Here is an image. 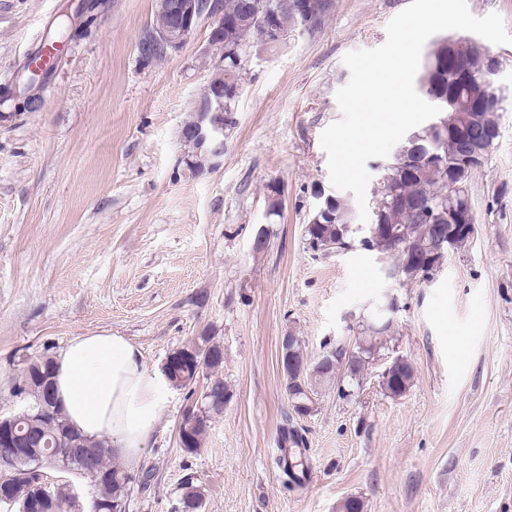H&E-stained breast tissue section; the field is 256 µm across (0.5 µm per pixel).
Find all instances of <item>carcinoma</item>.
Instances as JSON below:
<instances>
[{"label":"carcinoma","mask_w":512,"mask_h":512,"mask_svg":"<svg viewBox=\"0 0 512 512\" xmlns=\"http://www.w3.org/2000/svg\"><path fill=\"white\" fill-rule=\"evenodd\" d=\"M224 7V72L215 71V79L224 81V126L232 127L236 123L235 112L239 97L244 91L246 67L239 60L244 50L250 46L258 47L255 40L262 34V22L265 16L272 17L276 26L286 33L303 28V24L291 12L288 0H222ZM489 50L476 42H469L462 36H448L438 41L428 52V64L420 65L417 81L425 82L429 91L448 99L473 101L476 94L483 93L484 106L496 105L484 72ZM472 105L460 109L448 106V109L436 118L441 128L425 126L413 132L416 139L405 140L402 152L391 157L385 170L386 182L374 188L373 209L379 210V223L387 230L379 232L371 241L368 250L393 261V274L406 282L423 280L440 268L448 251L466 246L470 237L462 234L452 240L438 237L437 226L448 224V212L456 203L467 199L456 198L455 180L452 170L469 165L467 176L482 166V163L465 162L470 147L482 143L485 128L475 124L467 130V141L459 139L457 132L466 121ZM332 217L327 218L318 210H313L305 224V236L317 238L332 252L350 241L347 227L352 225L354 209L351 203L339 195L330 196ZM379 315L375 314L362 326L361 338L353 351L357 359L345 364L342 358L347 351L344 345L331 349L337 362L336 369L325 371L318 362H307L303 384L308 392L303 398L315 407L319 391L329 385H336L339 394H344L343 383L346 380L357 382L365 367L372 360V353L383 348L385 337L393 332V327L376 329ZM177 368L164 369L171 385L187 391L188 397L194 396V385L200 378L199 362L209 359L208 369L217 370L224 363V349L212 341L209 336L200 337V342L175 350ZM53 358L42 355L25 361L21 371V384L17 389L26 393L32 405L26 410L29 419L19 422L17 432L23 434L29 430L41 436V443L48 444L47 450L55 449L57 439L66 435L78 440L84 447L93 449L98 476L95 485V497L104 504L102 512H110L108 504L127 502L132 486L145 491L151 485V470L140 469L138 474L120 465L110 462L112 445L107 440H91L73 428L61 409L57 406L52 392L45 390L44 376L51 375ZM391 371L401 375V383L394 387L389 380L381 382L382 388L392 396L406 393L414 379L411 363L396 357L391 362ZM209 392L206 402L208 409L189 407L180 426L190 434L188 444L181 446L186 454H194L213 417L223 413L222 406L229 395L224 381L215 378L205 386ZM294 415L286 416V424L280 430L279 447L283 453L277 457L276 465L284 477V485L289 489L301 488L305 484L306 468L303 461L288 454V449L307 446L305 435L291 423ZM31 463L17 462L12 476L0 480V497H11L17 501L35 496L34 478L28 470ZM186 480L180 486L182 512H201L203 498L197 481L191 471L184 473ZM54 493L49 495L46 504L39 512H63L64 484L51 485Z\"/></svg>","instance_id":"obj_1"}]
</instances>
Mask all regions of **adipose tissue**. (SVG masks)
Listing matches in <instances>:
<instances>
[{
    "mask_svg": "<svg viewBox=\"0 0 512 512\" xmlns=\"http://www.w3.org/2000/svg\"><path fill=\"white\" fill-rule=\"evenodd\" d=\"M52 382L74 428L109 440L116 456L138 467L170 388L164 373L147 367L138 346L110 332L73 337L54 358Z\"/></svg>",
    "mask_w": 512,
    "mask_h": 512,
    "instance_id": "1",
    "label": "adipose tissue"
}]
</instances>
